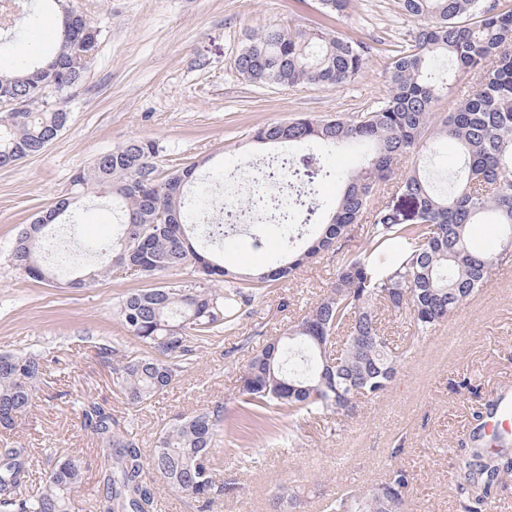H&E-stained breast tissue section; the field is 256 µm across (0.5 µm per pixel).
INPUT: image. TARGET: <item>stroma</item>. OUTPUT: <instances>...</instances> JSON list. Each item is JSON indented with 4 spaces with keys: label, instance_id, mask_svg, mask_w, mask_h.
I'll use <instances>...</instances> for the list:
<instances>
[{
    "label": "stroma",
    "instance_id": "stroma-1",
    "mask_svg": "<svg viewBox=\"0 0 512 512\" xmlns=\"http://www.w3.org/2000/svg\"><path fill=\"white\" fill-rule=\"evenodd\" d=\"M100 31L84 83L72 97L69 125L46 149L0 168V353H37L47 375L33 407L7 440L31 449L37 474L52 468L53 449L66 448L83 467L73 512H92L100 443L82 429L78 400L111 405L120 422H131L140 447H153L160 431L181 415L216 405L225 429L214 455L225 491L210 512H270L280 485L299 490L296 512H323L326 497L363 490L395 465L411 475L407 512H460L459 479L448 461L467 441L472 414L512 388V258L495 263L484 289L486 301L465 300L428 339L417 344L398 371L391 391L360 403L348 415L304 425L293 444L261 437L242 439L230 426L238 418L241 366L254 348L283 333L336 275V251L295 277L256 294L237 324L218 341L198 349L166 393L130 412L112 386L109 368L94 355L105 343L129 351L139 344L116 316L118 301L139 280L116 271L86 288L37 282L13 265L10 246L19 231L55 198L71 190L73 174L135 137L155 139L158 164L205 162L235 171L239 204L252 194L253 166L280 147L253 140V130L304 113L351 116L383 97L389 56L413 24L396 0H352L345 15L325 19L317 0H71ZM327 24L342 36L371 46L369 62L354 81L336 87H260L243 79L235 60L246 36L268 25ZM454 141L413 153L401 170L420 166L445 186L459 163ZM112 208L87 201L74 222L56 226L51 240L67 252L88 255L112 233ZM224 265L241 271L280 263L284 254L274 231L250 228L225 241ZM399 457H392L395 447Z\"/></svg>",
    "mask_w": 512,
    "mask_h": 512
}]
</instances>
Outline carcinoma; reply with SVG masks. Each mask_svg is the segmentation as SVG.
I'll return each mask as SVG.
<instances>
[{"mask_svg": "<svg viewBox=\"0 0 512 512\" xmlns=\"http://www.w3.org/2000/svg\"><path fill=\"white\" fill-rule=\"evenodd\" d=\"M61 8L56 45L37 46L5 68L0 65V167L35 155L69 124L68 99L83 82L100 30L65 0H42ZM351 0H318L328 16L343 15ZM416 29L395 45L384 96L348 118L299 116L254 130L264 144L316 143L336 148H368L365 162L337 174L322 167L308 182L336 176L344 189L325 224H312L317 211L306 196L294 210H268L287 261L275 268L235 272L217 255L195 244L193 230L205 223L206 203L191 191L198 165L159 168L156 141L134 138L99 156L72 178L71 193L37 214L19 234L11 260L35 281H53L60 271L40 257L45 232L75 217L78 202L96 193L112 197L119 221L112 236L98 243L110 257L102 270H80L67 285L83 288L114 269L129 270L149 282L127 293L117 315L144 352L98 346L111 369L112 385L137 411L164 393L195 351V345L234 323L259 287L291 275L368 214L365 247L337 261L336 279L323 296L292 324L286 335L268 341L248 356L240 376L242 409L262 420L274 409L288 418L293 440L307 418L349 414L361 399L386 394L398 369L420 339L432 335L458 306L488 283L493 264L512 248V7L486 0H397ZM369 49L329 30L268 26L247 35L235 68L261 86H336L358 77ZM474 75L479 87L459 98L450 112L436 107L448 96L449 82ZM451 138L462 155L460 178L446 193L436 191L420 172L397 174L401 157L432 139ZM270 180L282 185L302 180L301 171L284 167ZM412 204L404 218L383 201L385 189ZM506 230L498 246L479 248L475 224ZM181 278L151 281L174 273ZM407 312L413 336L405 347L392 346L381 328L377 305ZM44 359L33 354H0V429L12 432L32 407ZM84 430L101 444L106 457L98 475L96 512H154L155 487L149 475L189 496L198 512H207L224 494L215 480L213 451L223 407L202 408L164 427L152 448L138 446L112 406L93 398L78 402ZM481 434L456 451L454 467L469 490L463 512H488L503 476L512 473L506 452L488 453ZM56 462L43 486L25 494L31 449L0 444V512H72L71 493L83 472L65 448H53ZM410 483L402 467L361 494L346 492L325 499V512H404ZM297 505L293 489L272 495V512Z\"/></svg>", "mask_w": 512, "mask_h": 512, "instance_id": "carcinoma-1", "label": "carcinoma"}]
</instances>
